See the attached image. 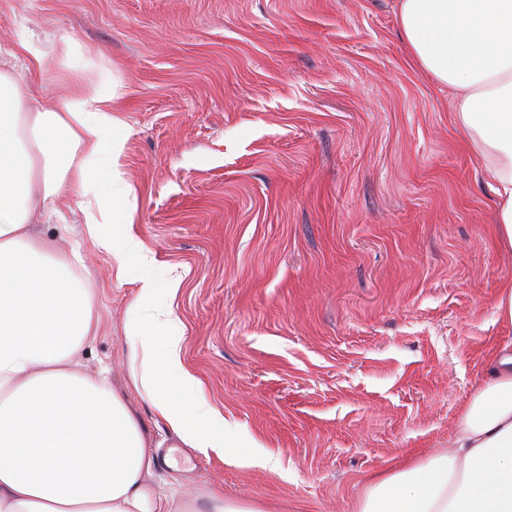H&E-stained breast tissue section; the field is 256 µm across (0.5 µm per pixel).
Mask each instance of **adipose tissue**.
Segmentation results:
<instances>
[{"label":"adipose tissue","mask_w":512,"mask_h":512,"mask_svg":"<svg viewBox=\"0 0 512 512\" xmlns=\"http://www.w3.org/2000/svg\"><path fill=\"white\" fill-rule=\"evenodd\" d=\"M398 22L415 63L451 89L452 122L492 178L500 244L512 250V0H398ZM16 51L24 71L0 70V512H261L216 494L203 508L157 494L144 481L157 458L140 418L107 368L81 373L96 334L93 292L75 274L83 260L54 255L31 218L57 198L78 199L89 240L125 280L136 242L107 231L106 193L94 183L108 156L111 193L131 192L119 162L123 83L103 68L31 112L47 89L48 52L26 40ZM139 283L126 324L132 387L185 446L244 459L183 363L180 317L152 279ZM358 512H512V348L469 398L450 453L375 478Z\"/></svg>","instance_id":"obj_1"}]
</instances>
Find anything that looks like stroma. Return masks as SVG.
<instances>
[{"label":"stroma","instance_id":"obj_1","mask_svg":"<svg viewBox=\"0 0 512 512\" xmlns=\"http://www.w3.org/2000/svg\"><path fill=\"white\" fill-rule=\"evenodd\" d=\"M52 52L54 105L100 67L125 88L119 162L136 197L116 215L177 283L182 358L243 446L267 465L179 445L137 395L156 491L263 512H358L367 483L447 453L461 410L512 322V281L488 175L462 145L451 92L410 59L397 0H0V45ZM87 47L74 70L60 46ZM70 223L35 221L58 256L83 255L99 332L83 371L129 386L125 321L142 271Z\"/></svg>","mask_w":512,"mask_h":512}]
</instances>
